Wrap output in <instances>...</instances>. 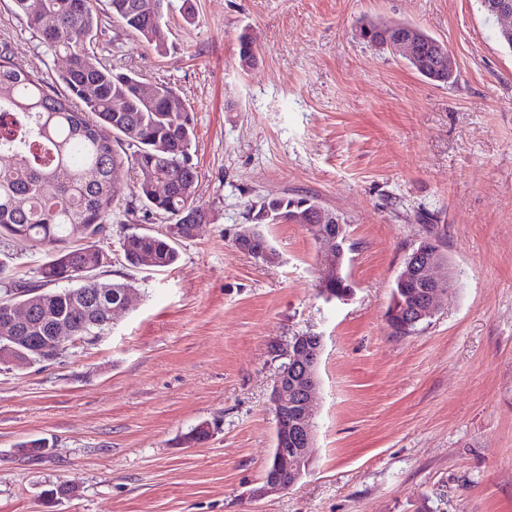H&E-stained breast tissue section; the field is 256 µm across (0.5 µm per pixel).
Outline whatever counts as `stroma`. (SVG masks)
<instances>
[{
  "mask_svg": "<svg viewBox=\"0 0 512 512\" xmlns=\"http://www.w3.org/2000/svg\"><path fill=\"white\" fill-rule=\"evenodd\" d=\"M89 49L175 88L196 129V197L210 212L168 270L115 260L127 310L94 344L0 369V512H512V51L478 0H165L166 50L114 25ZM444 41L458 81H429L362 41L361 22ZM248 32L257 60L242 67ZM0 42L55 77L13 0ZM101 238L167 222L132 201ZM269 195L313 196L347 225L354 292L319 296L300 224L264 228L271 262L234 245ZM438 233L454 286L415 333L386 311L403 262ZM321 334L315 448L291 489L263 492L274 379L295 336ZM203 444L179 438L200 422ZM42 439L27 454L21 442ZM59 484L69 496L47 501Z\"/></svg>",
  "mask_w": 512,
  "mask_h": 512,
  "instance_id": "obj_1",
  "label": "stroma"
}]
</instances>
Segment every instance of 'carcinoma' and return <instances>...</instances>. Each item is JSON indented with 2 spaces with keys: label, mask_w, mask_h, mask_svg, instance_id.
Segmentation results:
<instances>
[{
  "label": "carcinoma",
  "mask_w": 512,
  "mask_h": 512,
  "mask_svg": "<svg viewBox=\"0 0 512 512\" xmlns=\"http://www.w3.org/2000/svg\"><path fill=\"white\" fill-rule=\"evenodd\" d=\"M27 16L29 27L49 50L63 53L68 66L58 76L64 91L54 89L41 71L25 66L5 48L0 50V154L12 164L0 168V236L32 247L47 249L46 260L36 269L37 278L10 274L0 262V282L5 298L16 303L40 291L42 311L61 321L90 344L108 329L107 312L89 313L83 295L94 288V279L109 265L96 238L106 232L116 213L115 173L128 163L136 171L132 198L177 226V232L130 234L119 243L126 265L166 270L179 259L178 242L193 237L197 224L210 222L209 213L197 204L198 173L189 163L195 144L191 112L180 94L166 83L155 84L156 93L140 95L143 78L103 65L85 46L97 29L100 16L94 0H46L53 22L31 12L29 0H13ZM164 0H109L112 23L130 31L156 52L166 50L163 28ZM391 25L367 22L360 27L364 41L381 45ZM426 49L420 65L411 68L422 77L453 83L456 72L435 54L438 39L422 33ZM239 59L249 67L256 51L247 35L239 39ZM132 149L131 154L121 148ZM169 183V194L157 199L144 175ZM323 206L308 196L273 195L252 213V238L246 252L255 257L272 249L265 224L317 221ZM83 243L67 245L75 233ZM340 277H322L320 294L339 298ZM415 275L396 276L389 308L401 307L398 322L414 315L415 300L422 296L414 286ZM65 282L64 288L57 284ZM288 392V419L301 409V377L284 381ZM210 426L201 423L183 435L191 446L208 440Z\"/></svg>",
  "instance_id": "carcinoma-1"
}]
</instances>
